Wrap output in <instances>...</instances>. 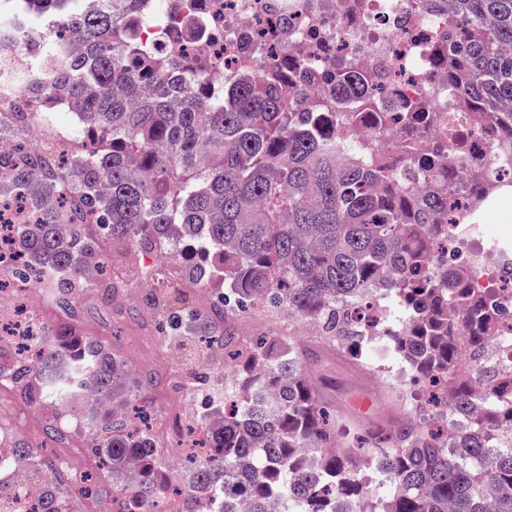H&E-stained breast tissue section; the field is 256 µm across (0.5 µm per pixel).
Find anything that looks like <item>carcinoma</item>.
<instances>
[{"instance_id":"carcinoma-1","label":"carcinoma","mask_w":512,"mask_h":512,"mask_svg":"<svg viewBox=\"0 0 512 512\" xmlns=\"http://www.w3.org/2000/svg\"><path fill=\"white\" fill-rule=\"evenodd\" d=\"M156 0H118L112 11H90L81 0H0L13 12L26 56L48 57L16 82L15 122L0 123V207L23 205L31 222L16 226L20 260L0 268L4 283L42 284L62 308L81 285L104 288L112 273L98 253L99 238L169 255L188 281L224 282L210 313L192 308L180 288L167 293L171 313L159 326L166 342L201 337L209 348L238 352L230 317L262 303L288 318L315 322L322 348L352 355L367 367L395 353L416 376L447 383L454 416L471 417L469 430L406 416L387 431H371L369 455L384 447L388 481H359L354 455L331 453L336 423L305 371L315 348L249 343L259 376L224 381L216 407L202 422H219L184 469L166 471L154 444L152 414L141 382L128 398L114 386L129 376L124 355L73 332L43 331L33 349L0 345V383L32 381L31 405L65 401L90 390L110 402L111 428L91 446L95 466L71 488L85 498L112 490L111 512L137 500L158 512L170 495L182 512H200L211 493L219 512H512V369L488 349L489 336L512 317L469 283L474 267L435 262L448 237V216L464 190L490 204L491 171L471 166L467 177L438 172L447 144L428 153L415 140L448 126L457 152L467 134L437 102L382 93L375 71L348 61L318 95L322 76L298 71L295 54L267 73L215 80L205 71L204 27L189 19V54L164 57L141 44L139 33ZM512 0H454L448 39L437 46L448 84L469 100L468 124L512 149ZM71 113L90 143L76 156L33 152L15 130L54 123L56 109ZM365 125L392 137L391 153L372 141L353 142ZM179 225V239L168 229ZM223 256L220 265H182L177 245ZM374 288H387L399 307L420 313L389 344L357 353ZM15 452L31 460L43 486L35 512H69L58 489L60 462L18 439ZM335 481L316 502L322 480Z\"/></svg>"}]
</instances>
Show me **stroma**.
<instances>
[{
  "label": "stroma",
  "instance_id": "stroma-1",
  "mask_svg": "<svg viewBox=\"0 0 512 512\" xmlns=\"http://www.w3.org/2000/svg\"><path fill=\"white\" fill-rule=\"evenodd\" d=\"M102 256L117 272L119 282L112 300H105L100 288H80L72 308H56L42 286L34 285L22 292L30 301L37 320L46 328L57 329L65 325L76 327L81 335L100 340L119 350L131 369L127 386L136 379L152 375L153 385L147 395L157 415L168 417L172 425L183 424L179 411L184 402L180 389L186 377L205 370L215 380L227 378L233 364L223 352H203L195 340L167 347L159 337V326L169 309L162 283L144 279V271L165 273L163 257L157 252H146L110 240L100 243ZM238 335L267 336L289 343L294 338L306 337L305 329L289 323L287 315L274 308H255L242 313L236 320ZM310 381L321 398L333 407L338 420L337 443L352 442L366 430L392 427L400 420L402 411L389 398L382 372L364 370L347 358L328 351L317 362L307 367ZM0 402L5 403L9 417L44 425L55 420L65 432V438L52 444V453L63 456L77 450L86 456V448L96 431L85 425L87 411L83 399L67 404L45 403L31 407L24 403L18 389L0 390Z\"/></svg>",
  "mask_w": 512,
  "mask_h": 512
}]
</instances>
